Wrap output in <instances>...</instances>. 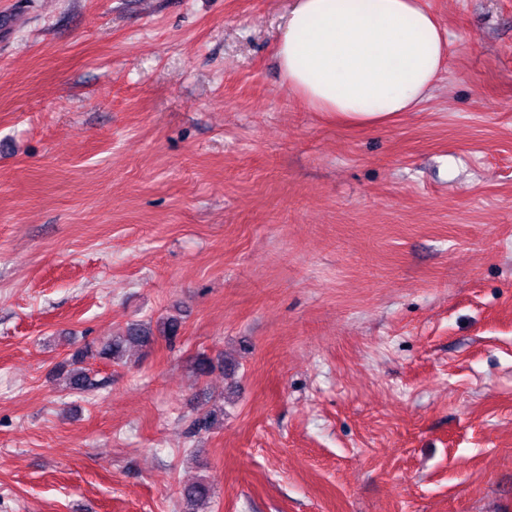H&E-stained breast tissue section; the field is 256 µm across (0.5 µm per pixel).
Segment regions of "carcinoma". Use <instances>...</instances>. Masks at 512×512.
<instances>
[{
  "mask_svg": "<svg viewBox=\"0 0 512 512\" xmlns=\"http://www.w3.org/2000/svg\"><path fill=\"white\" fill-rule=\"evenodd\" d=\"M181 321L176 317H168L156 325L132 323L127 326L124 334L114 336L101 346L86 344L75 349L70 357L60 365V371L66 374V385L71 391H82L92 386L90 373L86 368L89 359L100 358L119 360L129 347L145 348L160 336L168 340L175 339L180 332ZM181 495L189 506L204 503L211 498V488L204 482H195L183 487Z\"/></svg>",
  "mask_w": 512,
  "mask_h": 512,
  "instance_id": "obj_1",
  "label": "carcinoma"
}]
</instances>
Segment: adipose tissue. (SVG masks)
<instances>
[{
	"label": "adipose tissue",
	"mask_w": 512,
	"mask_h": 512,
	"mask_svg": "<svg viewBox=\"0 0 512 512\" xmlns=\"http://www.w3.org/2000/svg\"><path fill=\"white\" fill-rule=\"evenodd\" d=\"M276 56L314 110L375 127L419 106L448 52L422 0H292Z\"/></svg>",
	"instance_id": "1"
}]
</instances>
